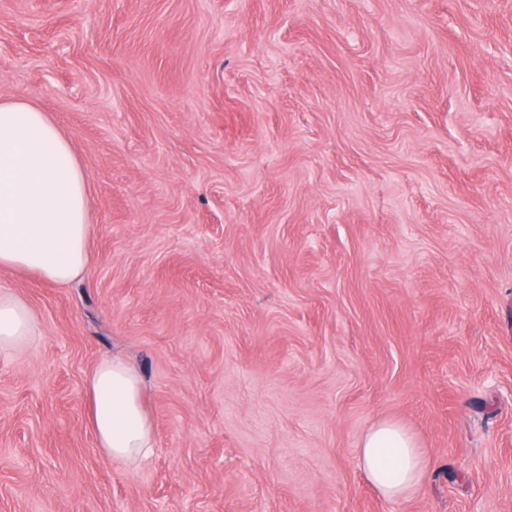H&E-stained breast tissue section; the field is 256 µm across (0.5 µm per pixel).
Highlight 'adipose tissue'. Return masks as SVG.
I'll return each instance as SVG.
<instances>
[{"mask_svg": "<svg viewBox=\"0 0 512 512\" xmlns=\"http://www.w3.org/2000/svg\"><path fill=\"white\" fill-rule=\"evenodd\" d=\"M90 195L85 171L61 128L32 103L0 99V270H24L70 286L90 260ZM39 320L17 293L0 289V352L37 336ZM90 423L107 460L134 463L154 447L142 381L126 360L100 361L86 379ZM356 467L387 499L422 488L429 464L416 437L399 421L374 423L359 441Z\"/></svg>", "mask_w": 512, "mask_h": 512, "instance_id": "1", "label": "adipose tissue"}]
</instances>
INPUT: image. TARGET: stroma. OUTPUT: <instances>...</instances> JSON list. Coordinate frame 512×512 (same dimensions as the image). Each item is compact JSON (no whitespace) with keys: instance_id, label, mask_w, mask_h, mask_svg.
Wrapping results in <instances>:
<instances>
[{"instance_id":"stroma-1","label":"stroma","mask_w":512,"mask_h":512,"mask_svg":"<svg viewBox=\"0 0 512 512\" xmlns=\"http://www.w3.org/2000/svg\"><path fill=\"white\" fill-rule=\"evenodd\" d=\"M0 96L89 181L90 263L0 353V512H512V0H0ZM155 430L98 452L85 379ZM381 418L430 474L381 497ZM92 400L90 423L100 454L134 463L154 448L153 425L143 406L142 381L126 360L100 361L86 379ZM356 467L378 493L392 500H407L429 477V464L416 437L399 421L374 423L359 441Z\"/></svg>"}]
</instances>
